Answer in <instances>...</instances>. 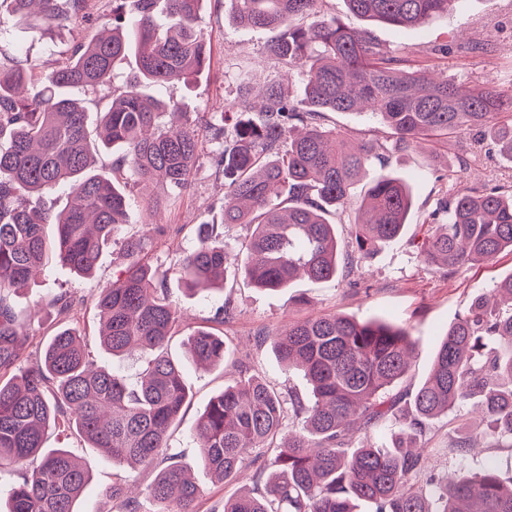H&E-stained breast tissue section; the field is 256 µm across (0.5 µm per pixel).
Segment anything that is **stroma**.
I'll use <instances>...</instances> for the list:
<instances>
[{
  "instance_id": "obj_1",
  "label": "stroma",
  "mask_w": 512,
  "mask_h": 512,
  "mask_svg": "<svg viewBox=\"0 0 512 512\" xmlns=\"http://www.w3.org/2000/svg\"><path fill=\"white\" fill-rule=\"evenodd\" d=\"M322 15L338 17L350 27H366L387 50L405 56L416 66L454 78L462 86L491 83L512 91V0H459L455 10L421 27L397 28L380 22L363 23L348 9L345 0H320ZM112 10L111 0H87L85 20L72 33L53 41L19 26L9 15H0V46L17 58L32 55L44 66H53L73 40L90 39L99 33ZM201 26L211 46V61L205 71L190 81H173L150 90L163 100L177 101L183 119L191 124L201 120L218 121L222 111L237 103L242 94V77H249L254 90L272 81L282 83L292 97H300L302 84L298 71L288 70L269 56L268 46L275 31L238 26L231 19L230 0H203ZM492 41L495 50L489 55H475L460 48V41ZM330 126L347 131L357 140H386L391 130L379 117L364 108L354 112H332ZM217 145L206 142L188 187L172 199L151 224L141 209L140 187H132L133 200L127 222L104 246L92 279H83L68 268L49 264L27 287L11 294V303L20 329L30 336L20 356L32 362L40 347L55 333L58 320L52 304L59 296L70 297L71 314L85 334L96 367L120 371L129 385H136L142 367L140 357L115 358L99 343V316L94 298L99 289L120 278L127 265L124 241L131 236L152 241L150 257L159 273L165 274L171 299L181 307L193 326L211 327L222 305H230L235 316L219 326L230 345H248L261 330L273 332L285 324L309 316L342 313L361 319H382L405 327L415 346V359L406 378L408 385H418L427 375L441 335L463 313L476 295L488 292L503 276L512 273V254L475 263L446 275L427 268L419 259L415 236L438 199H449L464 188H496L512 193V162L504 160L496 147L481 132L462 127L449 134L436 151L410 147L393 153L390 164L412 187L414 206L407 217V230L398 240L383 246L368 265L336 278L313 282L302 278L276 292L264 291L247 283L237 269L245 227L214 225L213 233L223 239L230 258L224 270L223 290L203 296H189L183 289L172 265L175 248L192 249L197 243L196 226L213 216L212 209L224 199V180L216 175L212 155ZM170 229L160 235L156 224ZM187 336L177 333L167 347V354L184 369L191 390V400L178 423L171 429L169 444L183 466L203 489L201 512H224V501L236 493L251 489V472H244L239 482L219 485L212 481L198 461L193 427L211 398L223 390L234 373L232 366L210 369L196 367L186 354ZM255 370L278 389L296 390L309 395L310 387L303 374L285 369L279 362L272 342L251 348ZM468 423L475 433H484L485 420L467 411L453 413L434 423L423 446L432 473L442 475L451 469L446 448L460 423ZM45 448H67L89 462L90 482L75 504L76 512H109L110 502L103 494L117 477L135 483L145 491L151 471L113 465L99 449L73 430L58 427L50 431Z\"/></svg>"
}]
</instances>
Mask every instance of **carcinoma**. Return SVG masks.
I'll list each match as a JSON object with an SVG mask.
<instances>
[{
    "label": "carcinoma",
    "instance_id": "1",
    "mask_svg": "<svg viewBox=\"0 0 512 512\" xmlns=\"http://www.w3.org/2000/svg\"><path fill=\"white\" fill-rule=\"evenodd\" d=\"M87 0H0V13L51 35L85 18ZM202 0H112L108 34L75 41L65 59L46 69L31 61H0V465H14L17 480L8 512H76L89 468L66 448L46 452L45 433L63 423L75 428L112 463L153 468L145 500L127 494L126 481L106 490L113 512H197L203 491L171 453L170 427L188 404L181 366L162 354L184 325L179 307L147 261L150 242L125 243L121 278L100 292L101 345L112 356L149 351L132 388L112 370L92 367L84 336L60 328L40 360L18 363L24 333L15 324L11 291L44 266L43 228H57L56 258L83 278L93 276L102 248L126 223L127 184L96 168L103 150H120L115 169H127L146 188L161 184L181 193L203 146L191 125L163 124L179 106L139 87L188 80L208 65L209 48L198 14ZM243 26L275 29L269 53L300 69L303 94L279 85L262 93L261 120L245 117L243 93L233 112L210 125L220 144L215 169L224 178L221 223L251 227L240 272L255 287L278 290L305 276L327 280L341 264L356 269L405 231L412 205L409 184L389 168L384 142L352 143L327 126L330 112L372 107L409 146L460 126L481 130L512 161V94L493 85L468 91L392 55L367 31L319 14L320 0H230ZM358 17L396 27H418L453 10L459 0H346ZM163 4L164 23L157 20ZM132 58L136 81L113 85L116 63ZM107 88L108 109L95 128L72 89ZM370 176L361 212L340 245L329 216L343 209L355 183ZM71 188L59 211L42 207L57 188ZM197 246L178 253L173 270L194 295L217 290L224 275V242L197 228ZM425 264L450 274L472 262L512 253V194L465 188L441 200L427 234L417 242ZM280 363L303 373L308 398L279 390L245 361L237 377L212 397L193 436L199 462L225 484L253 469L255 490L224 500V512H512V481L496 465L441 482L420 448L432 422L468 405L489 422L486 436L512 448V275L476 296L448 327L425 380L400 408L399 389L410 371L413 341L391 323L325 314L272 336ZM188 353L201 367L223 365L230 349L206 328L188 335ZM394 426L390 445L363 443L382 423ZM473 435L459 432L448 457L468 458Z\"/></svg>",
    "mask_w": 512,
    "mask_h": 512
}]
</instances>
